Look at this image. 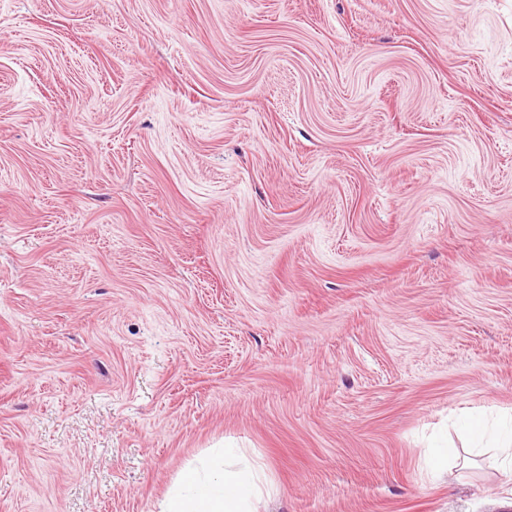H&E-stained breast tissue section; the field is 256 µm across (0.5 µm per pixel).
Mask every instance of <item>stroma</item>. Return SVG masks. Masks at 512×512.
I'll return each mask as SVG.
<instances>
[{
    "instance_id": "stroma-1",
    "label": "stroma",
    "mask_w": 512,
    "mask_h": 512,
    "mask_svg": "<svg viewBox=\"0 0 512 512\" xmlns=\"http://www.w3.org/2000/svg\"><path fill=\"white\" fill-rule=\"evenodd\" d=\"M510 408L512 0H0V512L225 442L262 512H504ZM463 424L477 444L487 440V443L495 445L478 448H496L499 465L505 472L512 475V414L504 416L492 431H489L482 419L472 414H464Z\"/></svg>"
}]
</instances>
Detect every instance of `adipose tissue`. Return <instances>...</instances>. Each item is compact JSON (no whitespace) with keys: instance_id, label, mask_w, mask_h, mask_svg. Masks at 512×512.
I'll return each mask as SVG.
<instances>
[{"instance_id":"obj_1","label":"adipose tissue","mask_w":512,"mask_h":512,"mask_svg":"<svg viewBox=\"0 0 512 512\" xmlns=\"http://www.w3.org/2000/svg\"><path fill=\"white\" fill-rule=\"evenodd\" d=\"M463 424L476 443L494 444L501 468L512 474V414L488 428L471 414ZM272 487L260 467L239 450L224 449L188 465L160 504V512H256Z\"/></svg>"}]
</instances>
